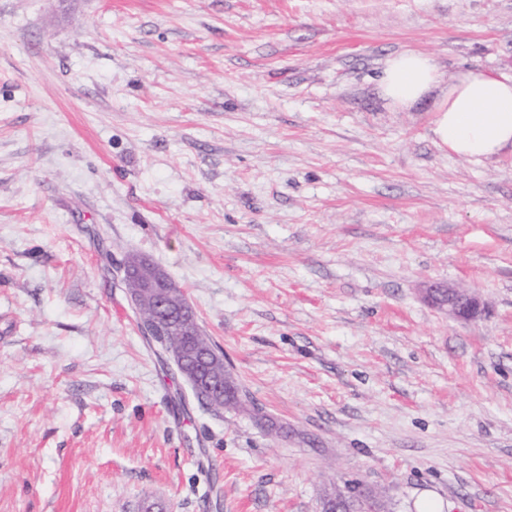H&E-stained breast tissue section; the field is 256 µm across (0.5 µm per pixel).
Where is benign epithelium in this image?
Here are the masks:
<instances>
[{
	"label": "benign epithelium",
	"instance_id": "obj_1",
	"mask_svg": "<svg viewBox=\"0 0 512 512\" xmlns=\"http://www.w3.org/2000/svg\"><path fill=\"white\" fill-rule=\"evenodd\" d=\"M123 282L134 287L129 294L131 306L136 313L144 316L142 329L147 336H172L176 334L167 325L163 313L181 307L183 291L162 270L126 258L121 264ZM424 299L435 308L448 314V317L463 323L477 321L487 313V306L478 292L454 285L429 281L422 289ZM190 384L195 388L197 401L206 406L220 402L224 393L218 370L220 355L214 350L204 352V363L199 371L191 374L184 369L180 353L164 350Z\"/></svg>",
	"mask_w": 512,
	"mask_h": 512
}]
</instances>
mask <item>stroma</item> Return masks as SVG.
Returning <instances> with one entry per match:
<instances>
[{"label": "stroma", "mask_w": 512, "mask_h": 512, "mask_svg": "<svg viewBox=\"0 0 512 512\" xmlns=\"http://www.w3.org/2000/svg\"><path fill=\"white\" fill-rule=\"evenodd\" d=\"M405 49L512 73V0H0V512H512V156L384 100ZM130 252L248 411L148 345ZM422 293L429 304L459 322L477 321L487 313L485 302L473 289L429 281L424 285ZM347 492L339 491L341 512H386L387 506L378 493L360 482L344 483Z\"/></svg>", "instance_id": "35a3bbf8"}]
</instances>
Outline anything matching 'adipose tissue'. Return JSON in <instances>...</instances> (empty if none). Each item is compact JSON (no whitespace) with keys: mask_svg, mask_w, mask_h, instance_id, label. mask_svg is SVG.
<instances>
[{"mask_svg":"<svg viewBox=\"0 0 512 512\" xmlns=\"http://www.w3.org/2000/svg\"><path fill=\"white\" fill-rule=\"evenodd\" d=\"M379 90L402 110L431 101V131L450 154L474 161L512 154V74L468 70L444 81L430 56L408 49L384 60Z\"/></svg>","mask_w":512,"mask_h":512,"instance_id":"1","label":"adipose tissue"}]
</instances>
